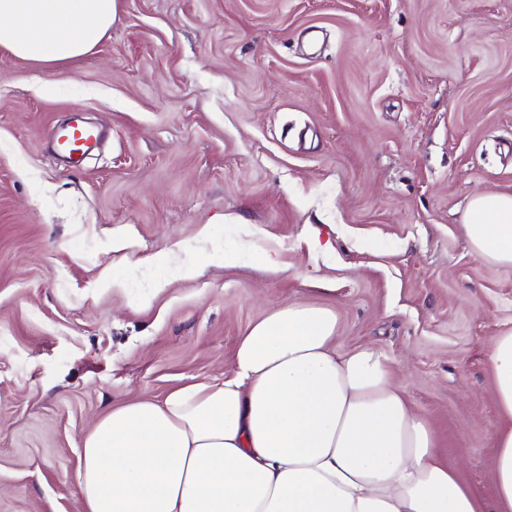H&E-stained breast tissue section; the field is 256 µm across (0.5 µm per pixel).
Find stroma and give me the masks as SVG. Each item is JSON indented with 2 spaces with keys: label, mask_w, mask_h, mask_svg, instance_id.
Masks as SVG:
<instances>
[{
  "label": "stroma",
  "mask_w": 512,
  "mask_h": 512,
  "mask_svg": "<svg viewBox=\"0 0 512 512\" xmlns=\"http://www.w3.org/2000/svg\"><path fill=\"white\" fill-rule=\"evenodd\" d=\"M77 115L106 137L74 166L51 141ZM486 192L512 194V0H118L80 60L0 51V512H82L96 419L230 372L286 301L385 354L491 498L512 267L471 249ZM175 243L195 275L146 264Z\"/></svg>",
  "instance_id": "35a3bbf8"
}]
</instances>
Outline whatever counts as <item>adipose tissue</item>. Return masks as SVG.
I'll use <instances>...</instances> for the list:
<instances>
[{"label":"adipose tissue","instance_id":"1","mask_svg":"<svg viewBox=\"0 0 512 512\" xmlns=\"http://www.w3.org/2000/svg\"><path fill=\"white\" fill-rule=\"evenodd\" d=\"M117 0H0V50L41 67L107 36ZM474 252L512 266V194L467 210ZM329 308L288 302L238 341L230 374L112 407L85 434L82 512H512V330L488 358L499 424L484 500L438 452L388 358L336 349Z\"/></svg>","mask_w":512,"mask_h":512}]
</instances>
